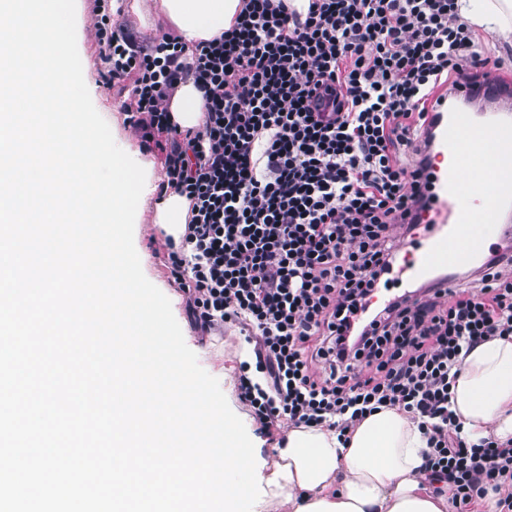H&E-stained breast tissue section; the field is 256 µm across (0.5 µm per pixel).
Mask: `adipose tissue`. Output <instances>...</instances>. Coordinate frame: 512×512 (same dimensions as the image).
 Masks as SVG:
<instances>
[{
  "instance_id": "ef3b65f1",
  "label": "adipose tissue",
  "mask_w": 512,
  "mask_h": 512,
  "mask_svg": "<svg viewBox=\"0 0 512 512\" xmlns=\"http://www.w3.org/2000/svg\"><path fill=\"white\" fill-rule=\"evenodd\" d=\"M241 0H153L187 43L210 40L228 29ZM471 23L512 35V0H460ZM181 129L204 119L201 92L182 81L171 103ZM154 221L180 237L186 197L167 190L154 198ZM451 408L472 439H512V338L473 348L452 388ZM426 440L406 415L383 408L368 415L349 443L320 427L291 429L262 471L267 493L256 512H448V495L430 489L421 471Z\"/></svg>"
}]
</instances>
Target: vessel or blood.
Returning <instances> with one entry per match:
<instances>
[{"mask_svg":"<svg viewBox=\"0 0 512 512\" xmlns=\"http://www.w3.org/2000/svg\"><path fill=\"white\" fill-rule=\"evenodd\" d=\"M431 131L422 235L402 239L392 283L408 285L443 269L470 267L486 250L481 224H500L512 205V89L497 76L473 85L437 112ZM495 163L490 182L485 164ZM481 194L482 206L460 208L461 198Z\"/></svg>","mask_w":512,"mask_h":512,"instance_id":"1","label":"vessel or blood"}]
</instances>
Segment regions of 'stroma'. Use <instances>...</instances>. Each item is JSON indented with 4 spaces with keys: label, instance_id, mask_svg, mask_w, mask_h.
<instances>
[{
    "label": "stroma",
    "instance_id": "1",
    "mask_svg": "<svg viewBox=\"0 0 512 512\" xmlns=\"http://www.w3.org/2000/svg\"><path fill=\"white\" fill-rule=\"evenodd\" d=\"M112 12L115 19L144 39L169 29L168 23L152 11L151 0H142L141 9L137 12L132 10L131 0H116ZM97 21L93 0H76L77 48L84 80L87 87L94 91L92 102L112 133L127 141L139 158L151 166L155 176H164L163 154L159 150L150 151L145 148L139 131L130 124L129 114L122 107L123 95L118 87L106 83L105 75L109 65L98 45ZM152 221L151 209L138 208L134 223V245L141 258L144 275L170 300L187 346L196 354L200 366L219 380L231 409L251 434L256 453L265 460H272L273 447L281 438V431L262 430L238 397L237 386L241 372L239 353L246 346L243 336L238 328L232 326L225 327L223 334L214 335L202 332L196 325L186 305V297L168 268L164 238L150 234L147 229Z\"/></svg>",
    "mask_w": 512,
    "mask_h": 512
}]
</instances>
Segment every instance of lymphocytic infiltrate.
I'll return each instance as SVG.
<instances>
[{
	"label": "lymphocytic infiltrate",
	"mask_w": 512,
	"mask_h": 512,
	"mask_svg": "<svg viewBox=\"0 0 512 512\" xmlns=\"http://www.w3.org/2000/svg\"><path fill=\"white\" fill-rule=\"evenodd\" d=\"M95 9L108 78L132 79L131 121L189 202L170 273L201 330L235 324L252 345L238 396L255 420L346 443L372 412H403L456 512L491 492L512 512V439L471 440L450 409L464 356L512 336V242L457 289L440 279L369 304L418 228L428 112L489 72L458 0H241L228 30L191 48L168 32L140 42L111 0ZM187 75L204 99L191 134L170 111Z\"/></svg>",
	"instance_id": "f902f5d3"
}]
</instances>
